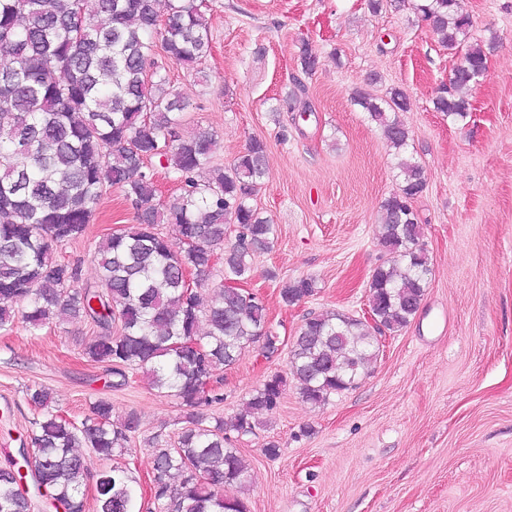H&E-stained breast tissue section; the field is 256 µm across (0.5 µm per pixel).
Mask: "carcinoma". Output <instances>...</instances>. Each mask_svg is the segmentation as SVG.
Segmentation results:
<instances>
[{"instance_id":"obj_1","label":"carcinoma","mask_w":512,"mask_h":512,"mask_svg":"<svg viewBox=\"0 0 512 512\" xmlns=\"http://www.w3.org/2000/svg\"><path fill=\"white\" fill-rule=\"evenodd\" d=\"M0 0V333L17 323L39 331L70 314L95 330L84 344L87 361L129 384V373L186 408L177 439L152 442L153 504L162 512H248L224 487L248 482L249 464L229 433L252 431L255 413L280 404L288 380L267 377L244 411L228 421L202 407L221 405L224 368L257 342L270 357L280 339L268 325L262 298L234 283L252 275V258L271 247L275 228L249 203L268 174L266 145L251 140L228 168L211 165L218 135H180L188 101L167 88L155 47L201 73L211 50L209 27L196 0ZM438 41L463 55L467 68L451 72L437 96L438 112L464 118L469 92L486 75L494 44L465 43L471 19L461 0H426L416 6ZM353 101L400 152L409 130L399 113L407 96L392 87L383 98L362 90ZM156 159L180 184L164 207L146 162ZM401 184L383 204L378 232L392 263L376 267L369 284L373 321L340 312L306 318L289 348L288 366L302 398L313 405L347 390L380 353L377 333L399 331L415 317L432 274L412 202L426 187L423 168L400 163ZM117 186L138 223L106 235L93 254L94 285H79L77 268L53 259L54 248L78 239L105 191ZM177 227L179 249L158 229ZM234 242L226 243L230 234ZM224 249L222 280L208 286L211 257ZM196 275L187 282L184 271ZM316 292L302 277L280 290L284 305ZM39 412L30 440L39 496L66 512H85L86 454L101 460L130 452L140 431L136 414L112 420L101 397L76 423L52 410L44 386L26 391ZM127 468L97 474L95 512H143ZM31 502L16 465L0 467V512H29Z\"/></svg>"}]
</instances>
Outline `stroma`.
Wrapping results in <instances>:
<instances>
[{"label": "stroma", "instance_id": "stroma-1", "mask_svg": "<svg viewBox=\"0 0 512 512\" xmlns=\"http://www.w3.org/2000/svg\"><path fill=\"white\" fill-rule=\"evenodd\" d=\"M413 4L383 0L375 13L367 0H204L206 81L165 64L169 89L190 101L183 137L217 132L225 166L250 139L267 146L269 175L250 202L277 233L247 288L285 346L268 359L259 345L245 348L224 371L214 414L233 416L268 376L287 374L286 345L310 314L363 319L370 310L371 274L390 259L377 236L381 206L400 178L394 150L353 103L356 90L405 91L407 153L427 178L413 207L432 275L416 316L383 331L356 387L315 406L288 384L273 413L234 437L251 478L225 492L249 512H512V0H465L471 40L497 47L463 118L433 108L459 56ZM305 45L318 60L309 74ZM135 221L111 188L55 257L78 266L81 283L97 282L99 242ZM301 277L315 280L316 294L283 306L282 285ZM90 334L78 317L0 335V465L30 445L28 388H50L54 408L77 421L107 396L113 419H140L121 461L148 495L149 443L173 441L183 411L141 378L107 391L82 355ZM270 441L279 445L273 459L263 452Z\"/></svg>", "mask_w": 512, "mask_h": 512}]
</instances>
